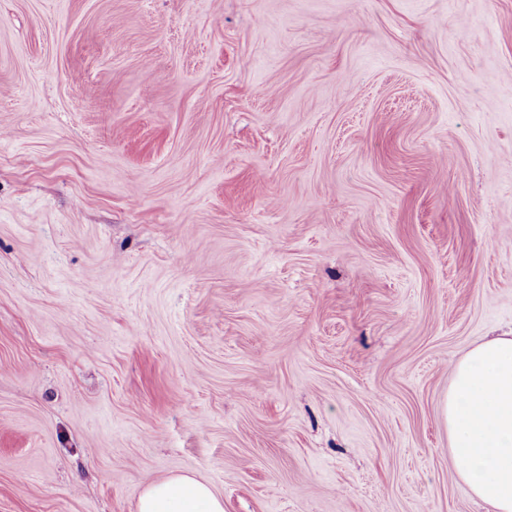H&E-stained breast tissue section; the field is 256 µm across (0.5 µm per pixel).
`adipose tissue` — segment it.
<instances>
[{
    "label": "adipose tissue",
    "mask_w": 512,
    "mask_h": 512,
    "mask_svg": "<svg viewBox=\"0 0 512 512\" xmlns=\"http://www.w3.org/2000/svg\"><path fill=\"white\" fill-rule=\"evenodd\" d=\"M454 473L489 512H512V336L472 347L454 366L442 405ZM137 512H224L191 475L150 483Z\"/></svg>",
    "instance_id": "adipose-tissue-1"
}]
</instances>
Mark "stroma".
Instances as JSON below:
<instances>
[{
	"instance_id": "1",
	"label": "stroma",
	"mask_w": 512,
	"mask_h": 512,
	"mask_svg": "<svg viewBox=\"0 0 512 512\" xmlns=\"http://www.w3.org/2000/svg\"><path fill=\"white\" fill-rule=\"evenodd\" d=\"M512 0H0V512H487ZM454 473L490 512H512V336L472 347L442 405ZM137 512H224V499L191 475H175L150 483Z\"/></svg>"
}]
</instances>
